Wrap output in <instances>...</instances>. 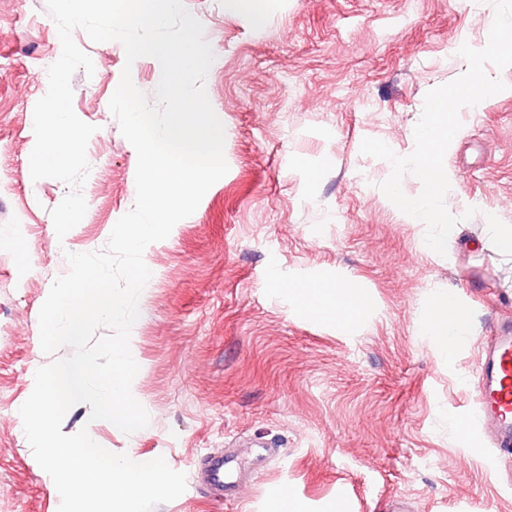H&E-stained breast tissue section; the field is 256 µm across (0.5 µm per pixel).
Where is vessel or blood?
Segmentation results:
<instances>
[{
    "label": "vessel or blood",
    "mask_w": 512,
    "mask_h": 512,
    "mask_svg": "<svg viewBox=\"0 0 512 512\" xmlns=\"http://www.w3.org/2000/svg\"><path fill=\"white\" fill-rule=\"evenodd\" d=\"M478 409L460 423L462 432L481 427L494 441L499 455H512V321L498 322L480 360L476 382ZM233 464L223 452L208 457L207 479L221 488L230 484Z\"/></svg>",
    "instance_id": "obj_1"
}]
</instances>
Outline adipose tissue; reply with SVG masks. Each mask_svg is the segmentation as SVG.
<instances>
[{
    "mask_svg": "<svg viewBox=\"0 0 512 512\" xmlns=\"http://www.w3.org/2000/svg\"><path fill=\"white\" fill-rule=\"evenodd\" d=\"M295 295L311 316L332 317L344 326L353 324L365 305L362 293L347 280L324 288H299ZM469 330V312L451 293L439 298L423 324L424 333L432 337L442 353L449 352L456 337Z\"/></svg>",
    "mask_w": 512,
    "mask_h": 512,
    "instance_id": "ef3b65f1",
    "label": "adipose tissue"
}]
</instances>
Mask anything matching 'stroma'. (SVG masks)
<instances>
[{
  "label": "stroma",
  "instance_id": "35a3bbf8",
  "mask_svg": "<svg viewBox=\"0 0 512 512\" xmlns=\"http://www.w3.org/2000/svg\"><path fill=\"white\" fill-rule=\"evenodd\" d=\"M215 60L205 79L224 127L228 173L144 259V314L132 328L135 434L73 406L62 431L91 427L113 453L164 457L187 488L153 512H273L290 486L300 512H512L497 480L505 458L457 427L476 399L482 348L512 315V262L487 245L488 216L512 225V67H487L506 90L461 112L445 163L462 205L447 257L424 248L426 228L379 188L391 166L362 154L364 138L409 155L426 93L467 69L459 49L486 46L491 0H260L261 19L228 0H184ZM94 74L71 78L73 109L95 133L83 187L87 211L60 246L50 211L69 188L32 180L39 72L61 43L46 0H0V512H58L60 496L18 424L45 354L39 312L67 253L105 247L134 205L137 155L109 109L125 64L117 41L75 30ZM476 210L464 218V207ZM281 273L274 283L273 273ZM348 279L368 305L352 328L308 315L293 285ZM468 307L471 330L450 354L422 322L438 290ZM246 470L239 495L197 487L203 454Z\"/></svg>",
  "mask_w": 512,
  "mask_h": 512
}]
</instances>
